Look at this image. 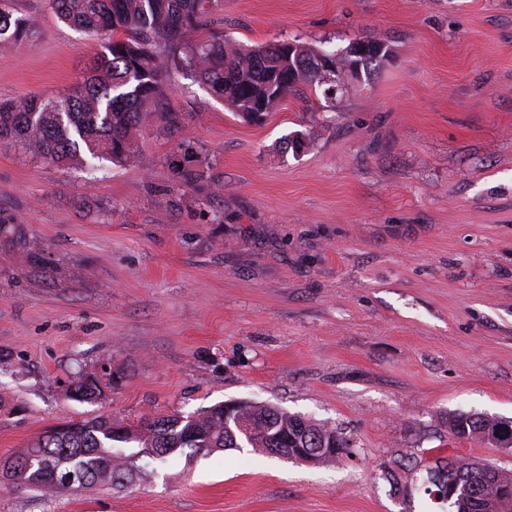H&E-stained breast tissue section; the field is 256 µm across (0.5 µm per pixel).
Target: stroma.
<instances>
[{"instance_id":"35a3bbf8","label":"stroma","mask_w":512,"mask_h":512,"mask_svg":"<svg viewBox=\"0 0 512 512\" xmlns=\"http://www.w3.org/2000/svg\"><path fill=\"white\" fill-rule=\"evenodd\" d=\"M0 47V100L76 85L103 38L48 0ZM390 56L337 105L311 88L259 123L189 71L130 163L64 169L0 142V212L42 266L0 244V459L101 414L135 424L236 400L338 428L313 466L227 450L141 485L45 495L0 481V512H427L441 458L512 472V451L448 416L512 418V0H224L199 39ZM301 134L306 150L283 151ZM199 179L185 183L172 163ZM111 362L99 403L70 380Z\"/></svg>"}]
</instances>
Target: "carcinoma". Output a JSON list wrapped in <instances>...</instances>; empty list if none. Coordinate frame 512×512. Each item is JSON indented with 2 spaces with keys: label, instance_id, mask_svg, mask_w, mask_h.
Listing matches in <instances>:
<instances>
[{
  "label": "carcinoma",
  "instance_id": "carcinoma-1",
  "mask_svg": "<svg viewBox=\"0 0 512 512\" xmlns=\"http://www.w3.org/2000/svg\"><path fill=\"white\" fill-rule=\"evenodd\" d=\"M59 21L87 34L107 33L93 75L70 94L59 98L28 96L0 102V139L56 165L75 161L97 169L103 163L123 164L134 154L139 127L148 109L166 96V65L193 71L224 104L244 119L257 122L300 86L323 88L331 84L315 67L292 73L296 64L317 50L297 43L296 57L288 59L280 45L258 50L228 48L212 37L197 39L223 0H50ZM35 26L27 14L11 7L0 9V46L27 38ZM0 241L21 259L31 257L24 227L0 218ZM242 416L248 432L224 421V405L201 412L146 419L141 436L130 441L120 434L122 421L97 417L57 425L15 460L29 464L21 486L54 494L101 485L116 490L146 481L174 455L194 457L228 448H250L258 455H288L296 448H334L331 464L352 454V444L334 428L313 423L270 403L249 402ZM448 429L458 438L485 439L499 434V447L512 449V426L478 412L448 415ZM74 474L54 482L51 471ZM427 494L449 504L452 512H488V505L512 495V477L480 460L453 458L427 470Z\"/></svg>",
  "mask_w": 512,
  "mask_h": 512
}]
</instances>
